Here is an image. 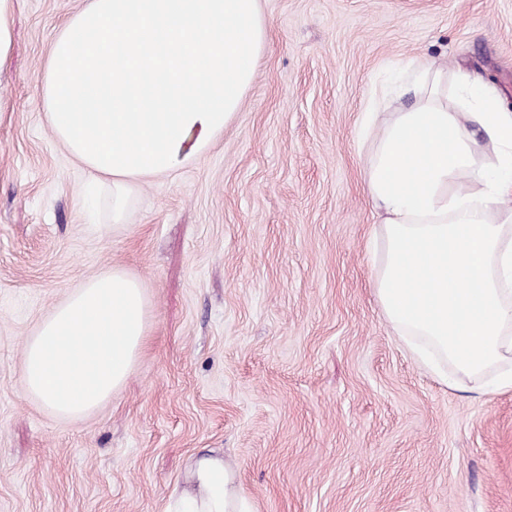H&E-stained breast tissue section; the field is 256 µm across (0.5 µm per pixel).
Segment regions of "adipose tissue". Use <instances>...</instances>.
Here are the masks:
<instances>
[{
	"label": "adipose tissue",
	"instance_id": "ef3b65f1",
	"mask_svg": "<svg viewBox=\"0 0 512 512\" xmlns=\"http://www.w3.org/2000/svg\"><path fill=\"white\" fill-rule=\"evenodd\" d=\"M265 39L261 0H85L57 33L40 93L59 142L112 186L122 223L141 185L201 158L241 106ZM413 107L365 131L380 219L378 300L436 373L512 389V113L459 75L405 64ZM455 107H448V97ZM495 148L483 162L476 138ZM165 512H253L224 458L194 459Z\"/></svg>",
	"mask_w": 512,
	"mask_h": 512
}]
</instances>
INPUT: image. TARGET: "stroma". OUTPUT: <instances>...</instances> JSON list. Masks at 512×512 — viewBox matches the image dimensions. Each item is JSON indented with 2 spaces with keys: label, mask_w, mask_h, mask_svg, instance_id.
Here are the masks:
<instances>
[{
  "label": "stroma",
  "mask_w": 512,
  "mask_h": 512,
  "mask_svg": "<svg viewBox=\"0 0 512 512\" xmlns=\"http://www.w3.org/2000/svg\"><path fill=\"white\" fill-rule=\"evenodd\" d=\"M83 0H15L0 59V512H163L223 453L255 512H512V390L449 388L392 330L359 132L408 59L512 113V0H261L254 79L198 161L108 185L54 137L38 90ZM119 266L150 327L127 384L70 421L28 397L23 346Z\"/></svg>",
  "instance_id": "35a3bbf8"
}]
</instances>
